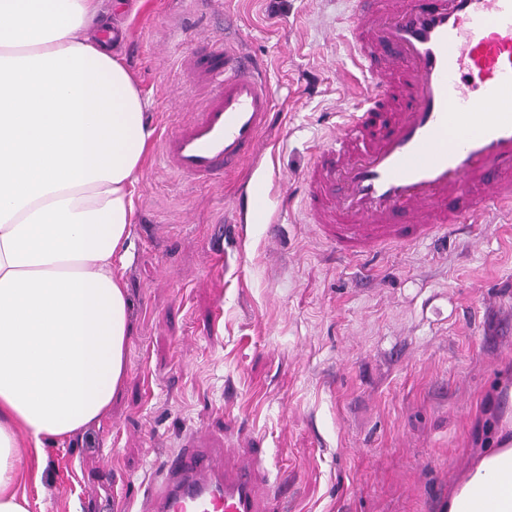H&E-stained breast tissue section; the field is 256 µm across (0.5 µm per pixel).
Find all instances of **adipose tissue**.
Here are the masks:
<instances>
[{
	"label": "adipose tissue",
	"mask_w": 512,
	"mask_h": 512,
	"mask_svg": "<svg viewBox=\"0 0 512 512\" xmlns=\"http://www.w3.org/2000/svg\"><path fill=\"white\" fill-rule=\"evenodd\" d=\"M104 0H0V512L44 445L107 416L131 333L121 274L132 187L154 130L97 36ZM490 446L444 512H512V384Z\"/></svg>",
	"instance_id": "1"
}]
</instances>
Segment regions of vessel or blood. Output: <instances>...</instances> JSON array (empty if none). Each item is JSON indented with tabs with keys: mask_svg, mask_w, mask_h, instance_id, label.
Returning a JSON list of instances; mask_svg holds the SVG:
<instances>
[{
	"mask_svg": "<svg viewBox=\"0 0 512 512\" xmlns=\"http://www.w3.org/2000/svg\"><path fill=\"white\" fill-rule=\"evenodd\" d=\"M348 40L368 76L303 178L306 223L352 259L423 242L490 213L512 214V0H353ZM206 101L160 140L179 177L206 184L251 154L272 112L266 78L220 44L189 59ZM253 180L239 205L267 216ZM143 512H283L261 465L230 448H183Z\"/></svg>",
	"mask_w": 512,
	"mask_h": 512,
	"instance_id": "vessel-or-blood-1",
	"label": "vessel or blood"
}]
</instances>
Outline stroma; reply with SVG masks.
Returning <instances> with one entry per match:
<instances>
[{"mask_svg": "<svg viewBox=\"0 0 512 512\" xmlns=\"http://www.w3.org/2000/svg\"><path fill=\"white\" fill-rule=\"evenodd\" d=\"M113 50L155 136L195 104L183 59L224 42L264 61L273 118L243 168L210 186L151 146L120 265L132 332L108 416L47 443L29 512H139L181 448L259 454L287 512H441L479 444L488 394L512 382V220L339 258L304 222L300 180L355 100L351 0H107ZM264 177L270 220L237 217Z\"/></svg>", "mask_w": 512, "mask_h": 512, "instance_id": "obj_1", "label": "stroma"}]
</instances>
